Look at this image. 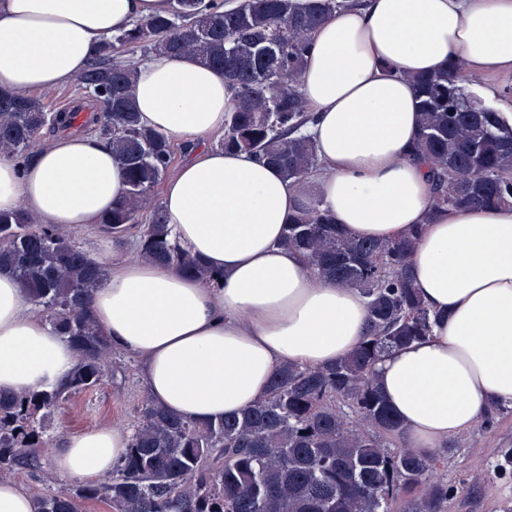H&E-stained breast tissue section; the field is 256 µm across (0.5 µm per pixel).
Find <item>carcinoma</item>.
<instances>
[{"label": "carcinoma", "instance_id": "cac0c4a2", "mask_svg": "<svg viewBox=\"0 0 512 512\" xmlns=\"http://www.w3.org/2000/svg\"><path fill=\"white\" fill-rule=\"evenodd\" d=\"M351 0H175L172 10L104 40L77 78L99 107L74 126L80 109L50 112L43 99L0 91V156L26 165L43 130L87 129L126 171L122 203L100 230L121 241L139 228V258L202 280L212 272L171 236L162 207L144 218L152 190L175 159L167 134L140 121L134 93L136 51L189 55L224 73L233 102L217 145L245 151L304 183L320 170L308 132L314 120L300 75L319 24ZM462 60L411 77L420 132L408 155L425 164L436 210L512 206V124L462 85ZM420 230L395 241L355 239L317 201L292 215L281 245L306 256L326 281L365 298L361 345L313 368L287 364L267 395L238 416L199 424L143 398L130 446L112 474L65 491H41L37 512H448L475 492L448 482V458L461 441L431 454L407 444L405 429L378 391L375 368L389 350L429 335L434 315L413 286L410 257ZM14 276L34 311L78 356L67 381L27 395L0 393V479L39 466L52 415L69 397L112 376V345L88 308L106 266L76 232L43 225L24 211L0 212V273ZM442 478H436L437 472Z\"/></svg>", "mask_w": 512, "mask_h": 512}]
</instances>
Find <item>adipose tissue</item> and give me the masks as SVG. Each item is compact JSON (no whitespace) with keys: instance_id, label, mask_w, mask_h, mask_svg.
Returning <instances> with one entry per match:
<instances>
[{"instance_id":"adipose-tissue-1","label":"adipose tissue","mask_w":512,"mask_h":512,"mask_svg":"<svg viewBox=\"0 0 512 512\" xmlns=\"http://www.w3.org/2000/svg\"><path fill=\"white\" fill-rule=\"evenodd\" d=\"M172 0H0V88L19 95L75 80L98 44ZM462 58L469 72L512 74V0H367L333 13L306 56L301 91L325 170L298 185L244 151L212 145L231 93L221 72L187 57L140 64L142 123L189 153L162 194L178 243L215 278L112 250L90 310L112 345L139 361L157 405L197 422L237 415L263 399L285 364L324 366L353 354L366 324L363 298L323 281L281 246L289 216L321 200L340 230L390 240L420 227L414 286L439 314L431 336L378 363L380 392L425 453L512 404V207L432 210L430 182L408 153L420 128L410 75ZM126 189L112 152L90 135L58 134L26 166L0 158V211L80 232ZM77 354L12 276L0 274V391L59 386ZM129 432L102 427L68 437L53 473L83 483L121 462Z\"/></svg>"}]
</instances>
